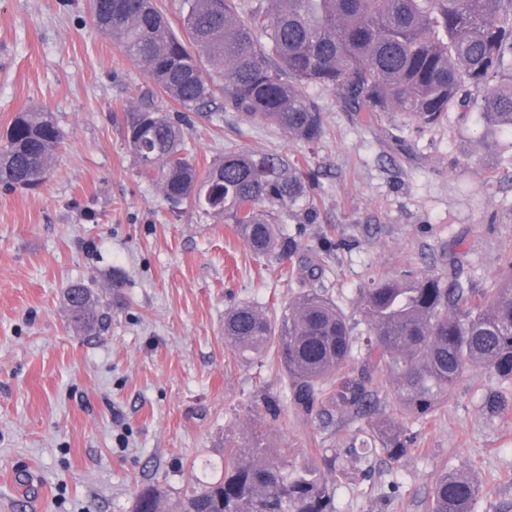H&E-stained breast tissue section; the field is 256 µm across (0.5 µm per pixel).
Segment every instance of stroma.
<instances>
[{"label":"stroma","instance_id":"obj_1","mask_svg":"<svg viewBox=\"0 0 512 512\" xmlns=\"http://www.w3.org/2000/svg\"><path fill=\"white\" fill-rule=\"evenodd\" d=\"M88 0H0V132L30 107L64 132L34 190L0 188V512H134L158 488L164 512L202 481L219 480L224 451L261 442L292 465L322 466L384 421L416 438L415 454L348 463L337 512H427L443 470L475 477L474 512H512V414L488 418L480 396L511 391L471 370L430 416L392 404L320 430L286 397L287 375L267 357L242 361L224 313L247 303L281 315L301 290V256L355 323L359 288L419 269L454 267L478 287L508 273L512 255V139L479 140L453 111L425 128L394 112L359 124L336 92L310 94L325 119L307 147L235 113H193L188 141L200 167L240 146L299 160L318 178V214L281 218L299 256L257 258L222 217L172 210L142 177L126 114L147 84L91 20ZM72 283L103 300L94 333L70 324ZM277 401L271 421L265 399Z\"/></svg>","mask_w":512,"mask_h":512}]
</instances>
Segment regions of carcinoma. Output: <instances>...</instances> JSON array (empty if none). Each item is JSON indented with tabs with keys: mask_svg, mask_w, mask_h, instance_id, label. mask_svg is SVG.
<instances>
[{
	"mask_svg": "<svg viewBox=\"0 0 512 512\" xmlns=\"http://www.w3.org/2000/svg\"><path fill=\"white\" fill-rule=\"evenodd\" d=\"M187 2L179 34L154 0H89V9L148 80L126 115L140 173L171 208L189 203L224 217L259 258L299 251L280 230L279 215L287 208L309 220L317 215L311 179L290 158L244 149L228 148L201 169L161 99L186 112L220 100L224 111L308 146L325 135L311 86L336 91L369 127L386 112H403L432 128L460 109L478 114L482 135L512 138V0ZM63 137L52 113H19L0 146V185L37 187ZM323 274L319 262L301 261L303 279ZM63 296L76 329L103 324L91 289L72 284ZM357 304L367 321L364 337L324 286L303 289L273 319L249 304L228 309L224 337L246 359L274 352L296 413L318 417L325 428L335 413L377 407L381 393L401 412L426 416L475 365L512 381V277L475 288L409 263L397 276L371 279ZM352 362L360 368L349 369ZM481 408L498 418L512 412V398L490 392ZM378 440L377 450L354 440L349 453L365 460L379 451L398 461L414 452L410 437L391 423ZM335 493L319 468H296L256 443L225 457L224 478L202 483L181 512H336ZM478 495L474 479L446 470L432 488L429 512H472ZM160 501L158 490L145 489L135 512H160Z\"/></svg>",
	"mask_w": 512,
	"mask_h": 512,
	"instance_id": "1",
	"label": "carcinoma"
}]
</instances>
